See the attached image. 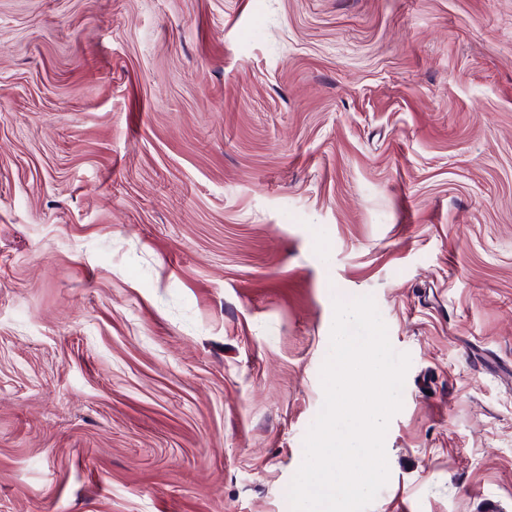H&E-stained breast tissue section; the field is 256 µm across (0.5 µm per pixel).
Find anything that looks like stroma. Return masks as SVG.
Instances as JSON below:
<instances>
[{
    "label": "stroma",
    "mask_w": 512,
    "mask_h": 512,
    "mask_svg": "<svg viewBox=\"0 0 512 512\" xmlns=\"http://www.w3.org/2000/svg\"><path fill=\"white\" fill-rule=\"evenodd\" d=\"M361 296L368 512H512V0H0V512H291Z\"/></svg>",
    "instance_id": "stroma-1"
}]
</instances>
